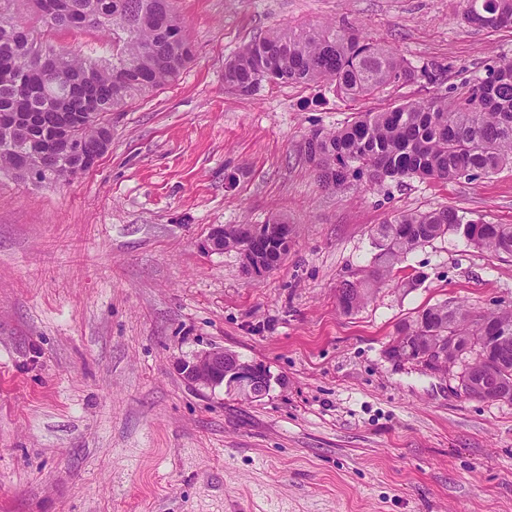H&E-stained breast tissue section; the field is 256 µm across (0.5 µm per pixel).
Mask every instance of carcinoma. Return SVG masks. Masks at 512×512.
<instances>
[{
  "mask_svg": "<svg viewBox=\"0 0 512 512\" xmlns=\"http://www.w3.org/2000/svg\"><path fill=\"white\" fill-rule=\"evenodd\" d=\"M463 21L497 32L512 29V0H463ZM98 31L112 39L100 60L53 44L48 36ZM185 26L170 0H0V172L22 179L36 169L59 184L92 168L111 140L109 116L164 85L192 60ZM439 73L419 69L355 28L277 26L244 44L224 67V84L250 97L269 83H324L346 99ZM319 182L340 188L365 180L492 175L512 164V58H501L465 91L408 100L382 112H359L334 131L315 129L304 142ZM512 255V224L469 219L450 207L399 213L374 227L377 253L361 278L336 288L352 314L391 281L408 254L447 233ZM492 327L512 332V307L471 317L443 301L400 323L391 344L424 351L440 336L478 344Z\"/></svg>",
  "mask_w": 512,
  "mask_h": 512,
  "instance_id": "1",
  "label": "carcinoma"
}]
</instances>
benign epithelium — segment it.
<instances>
[{
    "mask_svg": "<svg viewBox=\"0 0 512 512\" xmlns=\"http://www.w3.org/2000/svg\"><path fill=\"white\" fill-rule=\"evenodd\" d=\"M237 229L243 239L239 252L244 258L247 270L254 273L262 259L251 249V242L261 236L263 226L240 224ZM226 230L227 227L222 224L212 227L203 248L208 252L224 250ZM486 342L488 348L478 364L469 360V343L460 336L452 335L435 347L408 357L394 356L392 347L389 346L386 348V356L398 363H421L443 374L459 365L461 370L457 379L461 391L481 400H508L512 398V387L506 385L500 375L508 337L488 336ZM177 367L182 378L195 387L210 390L224 387L246 401L264 396L271 383V375L262 364L246 361L222 346H211L197 351L191 357L180 360Z\"/></svg>",
    "mask_w": 512,
    "mask_h": 512,
    "instance_id": "7a95c632",
    "label": "benign epithelium"
}]
</instances>
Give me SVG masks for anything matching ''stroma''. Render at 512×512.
<instances>
[{"label": "stroma", "mask_w": 512, "mask_h": 512, "mask_svg": "<svg viewBox=\"0 0 512 512\" xmlns=\"http://www.w3.org/2000/svg\"><path fill=\"white\" fill-rule=\"evenodd\" d=\"M193 60L113 113L107 150L49 185L0 174V512H512V403L385 355L397 325L452 300L512 306V257L450 233L409 254L352 314L336 287L371 230L451 207L512 224V168L327 191L306 135L483 76L512 29L466 26L462 0H172ZM355 26L440 85L346 100L324 84L251 98L224 65L275 26ZM292 227L274 270L208 253L212 226ZM214 345L266 366L245 402L176 363Z\"/></svg>", "instance_id": "obj_1"}]
</instances>
